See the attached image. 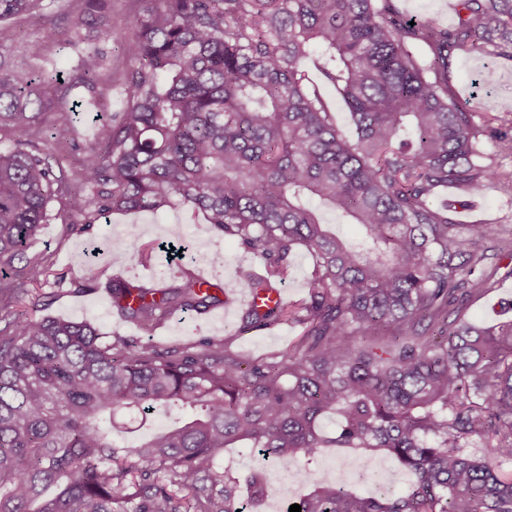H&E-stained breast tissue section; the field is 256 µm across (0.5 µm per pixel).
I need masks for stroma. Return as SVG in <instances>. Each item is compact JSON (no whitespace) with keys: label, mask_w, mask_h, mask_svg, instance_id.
Masks as SVG:
<instances>
[{"label":"stroma","mask_w":512,"mask_h":512,"mask_svg":"<svg viewBox=\"0 0 512 512\" xmlns=\"http://www.w3.org/2000/svg\"><path fill=\"white\" fill-rule=\"evenodd\" d=\"M48 16L52 17L58 32L68 29L69 10L63 0H42L38 13L18 21L16 42L21 45L32 40L43 41L47 57L55 62L58 70L72 75L76 57L71 49L61 48L58 41L48 39L44 24ZM492 64L499 82L482 97L481 105L512 123V60L496 58ZM124 107L125 92L118 85L113 87L104 104L85 99L78 117L82 143H94L107 117L123 111ZM456 219L461 224L482 222L512 230V183H495L480 197L477 207L457 213ZM131 224L139 229L140 244L146 256L139 264L111 247L112 240L123 237ZM174 240L185 245L183 256L169 251L168 244ZM29 261L49 264L51 272L47 283L26 285L24 305H37L44 316L88 321L113 337H134L160 344L193 342L201 338L226 339L233 349L260 356L287 349L298 334L297 328L291 326L259 332L241 331L239 312L228 314L221 308L203 315H176L149 332L115 313L105 286L118 275L153 282L181 273H200L219 282L227 277L229 270L258 267L256 257L233 241H216L203 215L181 205L156 212L113 213L81 232L72 230L62 221H50L41 226L23 257L0 262V272L12 273ZM90 279L96 280V290H85L84 284ZM511 300L512 276L497 273L488 288L472 299L468 315L485 325L496 323L507 318L504 305Z\"/></svg>","instance_id":"1"}]
</instances>
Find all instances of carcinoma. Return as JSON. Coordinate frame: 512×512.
Returning <instances> with one entry per match:
<instances>
[{
	"label": "carcinoma",
	"instance_id": "1",
	"mask_svg": "<svg viewBox=\"0 0 512 512\" xmlns=\"http://www.w3.org/2000/svg\"><path fill=\"white\" fill-rule=\"evenodd\" d=\"M39 2L0 0V259L53 220L55 201L72 225L188 206L262 260L264 273L236 269L224 283L112 279V307L146 329L236 291L278 289L300 249L313 270L298 302L241 312L245 330L302 328L288 350L259 358L226 340H109L85 320L7 313L0 512H246L239 478L215 469L236 443L253 450L245 482L256 497L267 463L331 445L391 455L412 475L401 493L361 496L344 475L310 472L301 512H512V471L501 469L512 463V319L466 318L499 261L512 262V240L431 203L450 185L485 194L497 172L484 142L512 156V131L448 79L457 52L512 58V0H457L451 26L413 22L394 0H145L124 32L112 30L111 0H71L72 81L54 65L26 77L7 58L12 20ZM87 26L119 45L125 72L81 47ZM309 59L344 101L352 137L309 84ZM115 83L124 112L67 173L33 107L54 108L51 138L74 152L73 89ZM313 200L363 238L336 236ZM138 240L131 224L112 248L134 260ZM47 276L29 263L0 278V296ZM161 411L177 413L172 425L121 444L118 415L140 430ZM479 442L489 455L470 451Z\"/></svg>",
	"mask_w": 512,
	"mask_h": 512
}]
</instances>
